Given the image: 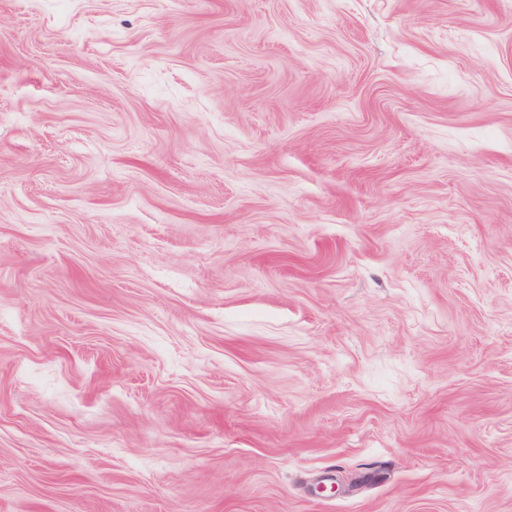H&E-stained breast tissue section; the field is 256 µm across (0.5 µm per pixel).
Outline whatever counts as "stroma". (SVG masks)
<instances>
[{"label":"stroma","mask_w":512,"mask_h":512,"mask_svg":"<svg viewBox=\"0 0 512 512\" xmlns=\"http://www.w3.org/2000/svg\"><path fill=\"white\" fill-rule=\"evenodd\" d=\"M0 512H512V0H0Z\"/></svg>","instance_id":"obj_1"}]
</instances>
